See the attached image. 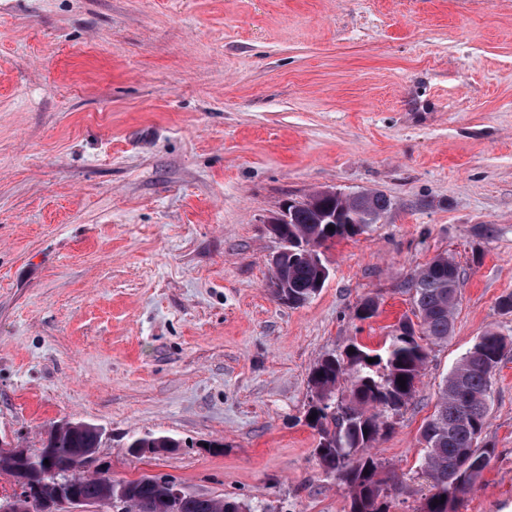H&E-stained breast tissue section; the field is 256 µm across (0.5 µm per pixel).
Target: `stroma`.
Here are the masks:
<instances>
[{
	"label": "stroma",
	"mask_w": 512,
	"mask_h": 512,
	"mask_svg": "<svg viewBox=\"0 0 512 512\" xmlns=\"http://www.w3.org/2000/svg\"><path fill=\"white\" fill-rule=\"evenodd\" d=\"M327 188L392 209L334 241L292 307L268 287L269 220ZM440 254L460 306L376 444L401 482L390 512L429 494L443 377L486 329L512 337V0H0L1 440L88 422L112 479L348 512L305 423L310 372L382 348ZM147 433L180 445L132 455ZM482 439L456 512H512V353Z\"/></svg>",
	"instance_id": "1"
}]
</instances>
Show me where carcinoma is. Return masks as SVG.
Masks as SVG:
<instances>
[{
	"label": "carcinoma",
	"mask_w": 512,
	"mask_h": 512,
	"mask_svg": "<svg viewBox=\"0 0 512 512\" xmlns=\"http://www.w3.org/2000/svg\"><path fill=\"white\" fill-rule=\"evenodd\" d=\"M392 208L380 192H363L341 200L318 199L297 207L283 236L301 253L288 262V291L300 306L323 288L329 277L310 260L312 254L336 239L352 238L363 227L380 222ZM334 230H328V227ZM460 270L445 255H438L413 270L405 282L415 320L401 325L418 327L419 333L394 335L380 349L352 343L340 354L323 356L313 368L312 392L306 420L319 436L315 455L323 472L347 486L349 512H388L387 499L398 490V478L372 453L374 444L391 429L390 418L414 398L430 355V345L445 343L451 335L459 306ZM512 350V339L490 328L482 333L448 372L439 387L432 415L421 431L424 453L421 470L430 483V494L420 512H455L488 465L493 450L481 443L488 425V401L498 364ZM374 362L369 363L367 359ZM405 380L400 386L398 379ZM102 438L80 426L50 428L33 457L49 456L60 475L74 469V456L82 448H98ZM127 447L133 454L147 448H177L179 442L165 435L133 436ZM71 490L95 499L102 481L72 477ZM112 494L133 503L139 512H250L248 505L230 498L198 496L180 506L168 501V486L153 476L116 481Z\"/></svg>",
	"instance_id": "1"
}]
</instances>
